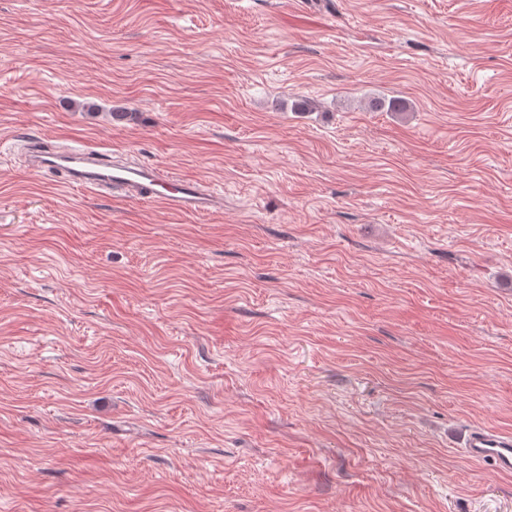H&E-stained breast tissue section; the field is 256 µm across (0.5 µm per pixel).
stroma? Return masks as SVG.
<instances>
[{"label":"stroma","mask_w":512,"mask_h":512,"mask_svg":"<svg viewBox=\"0 0 512 512\" xmlns=\"http://www.w3.org/2000/svg\"><path fill=\"white\" fill-rule=\"evenodd\" d=\"M470 425L512 432V0H0V512H512ZM96 144L66 145L55 149L31 144L27 168L35 173L59 172L71 186L105 192L122 198L158 202L179 213H204L224 204L222 195L201 181L176 176L159 166L139 160L112 161V155Z\"/></svg>","instance_id":"stroma-1"}]
</instances>
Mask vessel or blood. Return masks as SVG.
Here are the masks:
<instances>
[{"label":"vessel or blood","instance_id":"vessel-or-blood-1","mask_svg":"<svg viewBox=\"0 0 512 512\" xmlns=\"http://www.w3.org/2000/svg\"><path fill=\"white\" fill-rule=\"evenodd\" d=\"M26 163L35 173H61L72 186L157 202L179 213H204L224 204L222 195L199 180L177 176L134 159L113 160L111 153L96 144L55 149L34 143L27 150ZM461 451L467 460L487 462L500 473L512 474L511 432L473 427L465 435Z\"/></svg>","mask_w":512,"mask_h":512}]
</instances>
